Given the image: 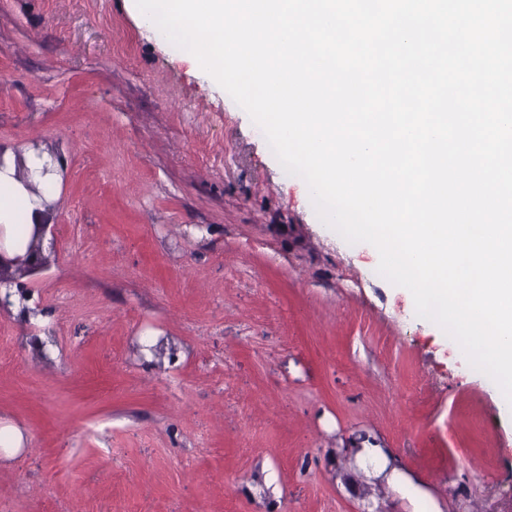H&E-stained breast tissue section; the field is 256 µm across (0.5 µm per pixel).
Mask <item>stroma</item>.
<instances>
[{
	"label": "stroma",
	"mask_w": 512,
	"mask_h": 512,
	"mask_svg": "<svg viewBox=\"0 0 512 512\" xmlns=\"http://www.w3.org/2000/svg\"><path fill=\"white\" fill-rule=\"evenodd\" d=\"M0 146L60 177L49 321L0 310V512H512L499 388L124 0H0ZM26 437L21 428L12 424L1 425L0 423V451L16 452L23 448Z\"/></svg>",
	"instance_id": "stroma-1"
}]
</instances>
